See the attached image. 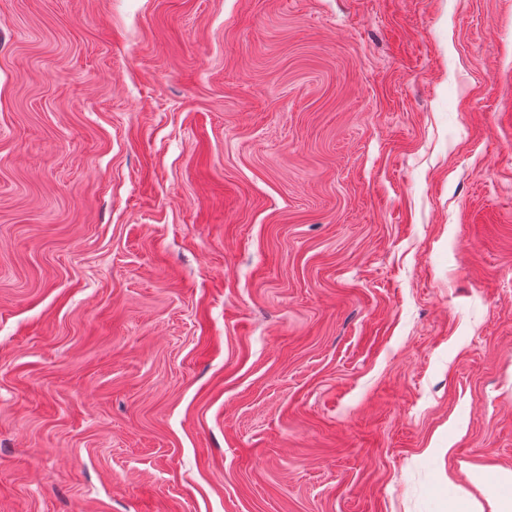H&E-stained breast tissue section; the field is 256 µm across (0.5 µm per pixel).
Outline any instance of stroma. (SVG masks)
<instances>
[{
    "label": "stroma",
    "instance_id": "obj_1",
    "mask_svg": "<svg viewBox=\"0 0 512 512\" xmlns=\"http://www.w3.org/2000/svg\"><path fill=\"white\" fill-rule=\"evenodd\" d=\"M503 468L512 0H0V512Z\"/></svg>",
    "mask_w": 512,
    "mask_h": 512
}]
</instances>
